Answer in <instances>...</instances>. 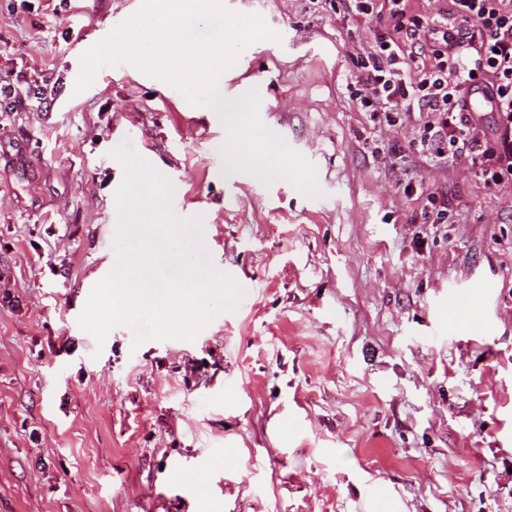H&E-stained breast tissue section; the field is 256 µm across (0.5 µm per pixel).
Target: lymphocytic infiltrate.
Returning <instances> with one entry per match:
<instances>
[{"mask_svg":"<svg viewBox=\"0 0 512 512\" xmlns=\"http://www.w3.org/2000/svg\"><path fill=\"white\" fill-rule=\"evenodd\" d=\"M340 15L384 21L348 47L361 112L413 118L427 159L475 168L490 189L512 187V0H336ZM493 113L492 130L481 116Z\"/></svg>","mask_w":512,"mask_h":512,"instance_id":"1","label":"lymphocytic infiltrate"}]
</instances>
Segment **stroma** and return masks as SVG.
<instances>
[{"label": "stroma", "mask_w": 512, "mask_h": 512, "mask_svg": "<svg viewBox=\"0 0 512 512\" xmlns=\"http://www.w3.org/2000/svg\"><path fill=\"white\" fill-rule=\"evenodd\" d=\"M279 35L219 79L251 88L323 195L223 174L209 107L137 68L81 56L141 0H0V512H512V194L358 111L343 44L383 33L332 0H224ZM56 89L37 95L43 73ZM202 220L246 290L192 341L78 318L113 268L123 140ZM426 181L451 221L428 224ZM485 282L488 321H445Z\"/></svg>", "instance_id": "1"}]
</instances>
